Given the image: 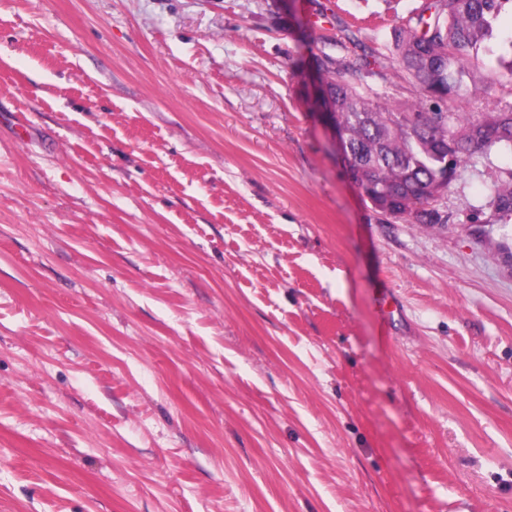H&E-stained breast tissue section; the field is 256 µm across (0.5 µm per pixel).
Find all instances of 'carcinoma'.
Returning <instances> with one entry per match:
<instances>
[{"mask_svg": "<svg viewBox=\"0 0 512 512\" xmlns=\"http://www.w3.org/2000/svg\"><path fill=\"white\" fill-rule=\"evenodd\" d=\"M512 19V0H429L412 12L408 25L393 31V50L369 56L413 87L416 105L395 112L358 76L337 66L320 49L313 65L328 90L327 111L337 119L350 149L346 169L371 206L385 214L408 215L420 224H440L432 185L442 162L448 179L459 176L477 152L512 147V111L482 118L448 111L464 90L512 86V65L502 74L488 58L495 47L512 51V30L500 38L501 16Z\"/></svg>", "mask_w": 512, "mask_h": 512, "instance_id": "carcinoma-1", "label": "carcinoma"}]
</instances>
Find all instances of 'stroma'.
I'll return each instance as SVG.
<instances>
[{
  "label": "stroma",
  "instance_id": "obj_1",
  "mask_svg": "<svg viewBox=\"0 0 512 512\" xmlns=\"http://www.w3.org/2000/svg\"><path fill=\"white\" fill-rule=\"evenodd\" d=\"M422 2L0 0V512H512V148L375 211L311 65Z\"/></svg>",
  "mask_w": 512,
  "mask_h": 512
}]
</instances>
